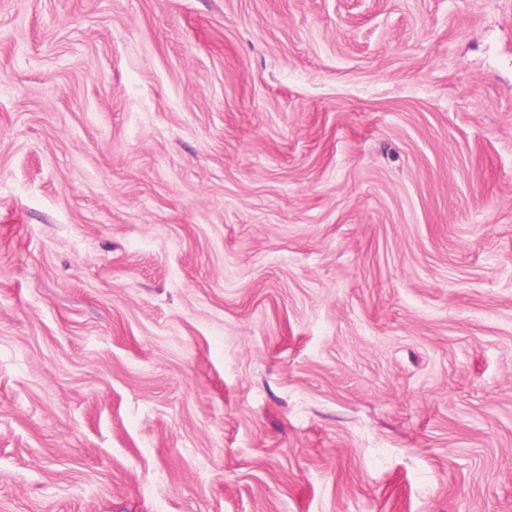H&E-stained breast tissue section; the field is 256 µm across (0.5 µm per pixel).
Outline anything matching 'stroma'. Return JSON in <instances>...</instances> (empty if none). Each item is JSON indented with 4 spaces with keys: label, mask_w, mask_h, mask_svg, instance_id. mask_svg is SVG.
I'll return each mask as SVG.
<instances>
[{
    "label": "stroma",
    "mask_w": 512,
    "mask_h": 512,
    "mask_svg": "<svg viewBox=\"0 0 512 512\" xmlns=\"http://www.w3.org/2000/svg\"><path fill=\"white\" fill-rule=\"evenodd\" d=\"M0 512H512V0H0Z\"/></svg>",
    "instance_id": "1"
}]
</instances>
